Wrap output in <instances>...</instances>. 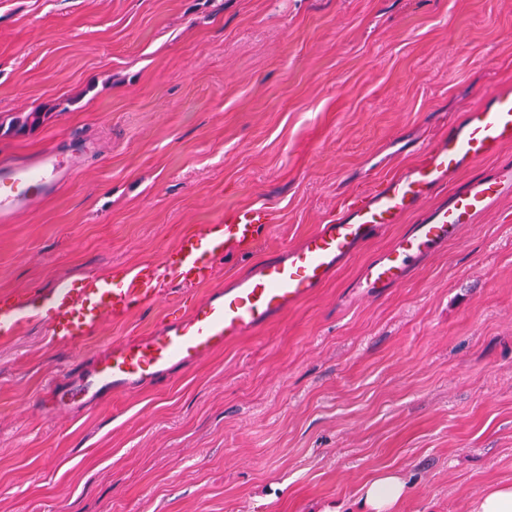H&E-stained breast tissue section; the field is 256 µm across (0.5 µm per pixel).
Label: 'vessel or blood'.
I'll list each match as a JSON object with an SVG mask.
<instances>
[{"label": "vessel or blood", "instance_id": "obj_1", "mask_svg": "<svg viewBox=\"0 0 512 512\" xmlns=\"http://www.w3.org/2000/svg\"><path fill=\"white\" fill-rule=\"evenodd\" d=\"M512 144V83L498 84L481 104L462 112L425 146L421 159L401 175L344 199L336 214L297 247L254 267L186 315L151 335L128 337L95 364L89 383L55 407L83 405L104 393L124 392L168 376L174 367L199 361L235 338L259 330L309 299L355 250L380 229L410 214L417 222L366 263L358 285L374 293L403 283L425 258L457 239L479 217L512 195V163L488 178L470 181L443 201L435 192L461 169L499 154ZM71 163L56 154L36 162L0 164V223H11L52 196ZM272 219L263 206L226 210L223 219L181 238L173 256L149 262L120 279L93 277L83 288H55L47 300L23 294L0 297V336L9 338L43 316L52 341L75 344L102 323L155 302L174 284L209 279L215 266L247 252Z\"/></svg>", "mask_w": 512, "mask_h": 512}]
</instances>
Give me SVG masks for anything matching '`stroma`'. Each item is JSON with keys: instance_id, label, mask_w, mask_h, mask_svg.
<instances>
[{"instance_id": "obj_1", "label": "stroma", "mask_w": 512, "mask_h": 512, "mask_svg": "<svg viewBox=\"0 0 512 512\" xmlns=\"http://www.w3.org/2000/svg\"><path fill=\"white\" fill-rule=\"evenodd\" d=\"M506 81L512 0H0V159H82L0 223V294L122 275L230 207L272 217L77 346L38 318L0 338V512H364L384 473L394 512H470L512 484V196L401 285L356 282L410 216L259 333L45 415L48 382L297 246ZM405 482L397 474L383 475L364 489V504L370 512H392L394 505L402 498Z\"/></svg>"}]
</instances>
